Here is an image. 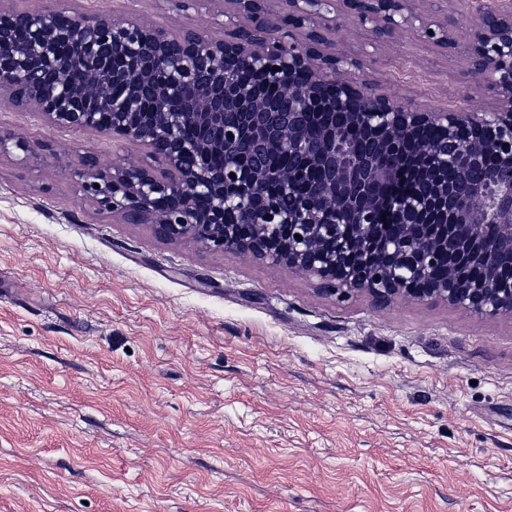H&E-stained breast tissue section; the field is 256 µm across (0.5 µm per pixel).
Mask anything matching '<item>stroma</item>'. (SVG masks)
<instances>
[{
  "instance_id": "35a3bbf8",
  "label": "stroma",
  "mask_w": 512,
  "mask_h": 512,
  "mask_svg": "<svg viewBox=\"0 0 512 512\" xmlns=\"http://www.w3.org/2000/svg\"><path fill=\"white\" fill-rule=\"evenodd\" d=\"M221 37L177 0H10ZM426 108L459 56L380 48ZM0 512H512V318L340 300L320 281L99 210L85 154L144 146L0 104ZM46 141L50 150H38Z\"/></svg>"
}]
</instances>
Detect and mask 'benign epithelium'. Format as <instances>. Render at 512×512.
Wrapping results in <instances>:
<instances>
[{
  "label": "benign epithelium",
  "mask_w": 512,
  "mask_h": 512,
  "mask_svg": "<svg viewBox=\"0 0 512 512\" xmlns=\"http://www.w3.org/2000/svg\"><path fill=\"white\" fill-rule=\"evenodd\" d=\"M218 2L222 38L128 18L62 25L65 11L0 2V102L145 146L150 163L105 169L88 154L77 172L86 197L129 224L308 274L338 298L362 291L512 317V270L497 265L512 251V0ZM459 7L473 14L461 36ZM342 17L373 47L400 49L408 34L427 50H461L471 87L495 89L496 106L427 109L344 78L363 60L334 38ZM300 72L307 81L288 97L268 91ZM427 128L439 137L418 149ZM209 152L224 165L200 163ZM274 156L288 165L272 171ZM309 169L327 187L301 194ZM462 251L483 277H459Z\"/></svg>",
  "instance_id": "1"
}]
</instances>
